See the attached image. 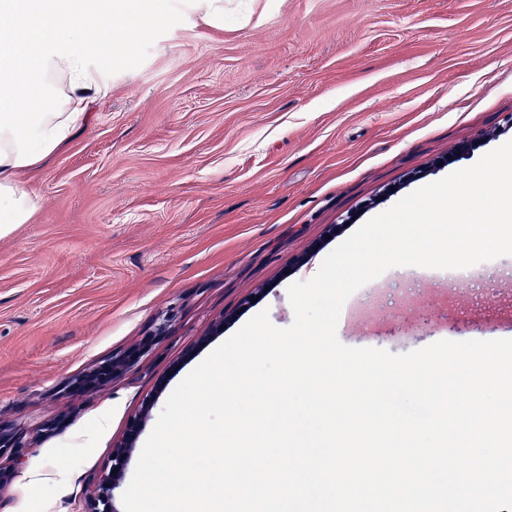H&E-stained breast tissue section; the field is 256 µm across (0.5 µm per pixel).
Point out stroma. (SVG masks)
I'll return each mask as SVG.
<instances>
[{
  "mask_svg": "<svg viewBox=\"0 0 512 512\" xmlns=\"http://www.w3.org/2000/svg\"><path fill=\"white\" fill-rule=\"evenodd\" d=\"M103 82L74 139L19 173L38 208L0 238V426L34 432L20 460L0 457V512H86L132 418L148 438L249 319L292 324L288 286L359 226L512 140V0H224L220 23L171 0ZM507 275L512 256L474 265L461 311L512 338ZM372 285L373 319L339 324L341 343L447 339L383 318L445 307L438 280L394 267ZM133 350L125 373L77 388ZM40 460L65 478L36 492Z\"/></svg>",
  "mask_w": 512,
  "mask_h": 512,
  "instance_id": "stroma-1",
  "label": "stroma"
}]
</instances>
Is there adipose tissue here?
Here are the masks:
<instances>
[{
	"mask_svg": "<svg viewBox=\"0 0 512 512\" xmlns=\"http://www.w3.org/2000/svg\"><path fill=\"white\" fill-rule=\"evenodd\" d=\"M168 9V0H0V237L36 211L37 195L17 174L55 153L86 121L112 65L109 44H130ZM87 13L101 29L90 50L81 45ZM32 98L46 100V111H25Z\"/></svg>",
	"mask_w": 512,
	"mask_h": 512,
	"instance_id": "1",
	"label": "adipose tissue"
}]
</instances>
